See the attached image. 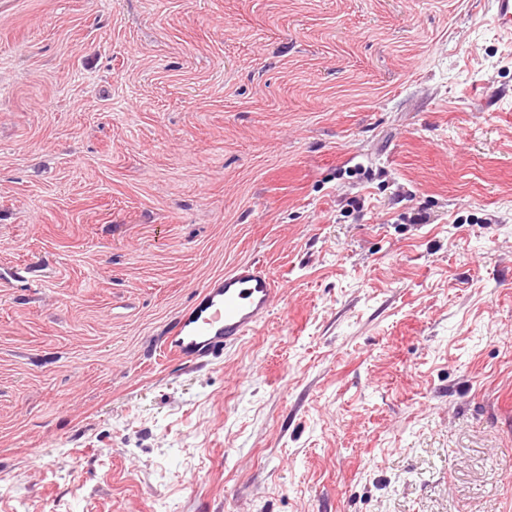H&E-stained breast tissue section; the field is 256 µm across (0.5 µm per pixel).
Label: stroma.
<instances>
[{
    "label": "stroma",
    "instance_id": "stroma-1",
    "mask_svg": "<svg viewBox=\"0 0 512 512\" xmlns=\"http://www.w3.org/2000/svg\"><path fill=\"white\" fill-rule=\"evenodd\" d=\"M496 0H0V512H512ZM265 265L211 362L162 343ZM274 281L260 263H246L204 288L199 301L172 329L164 353L185 364H200L253 332L271 312Z\"/></svg>",
    "mask_w": 512,
    "mask_h": 512
}]
</instances>
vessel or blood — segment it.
<instances>
[{
	"label": "vessel or blood",
	"instance_id": "vessel-or-blood-1",
	"mask_svg": "<svg viewBox=\"0 0 512 512\" xmlns=\"http://www.w3.org/2000/svg\"><path fill=\"white\" fill-rule=\"evenodd\" d=\"M274 281L260 263H246L204 288L199 301L175 324L164 353L185 364L219 355L253 332L271 312Z\"/></svg>",
	"mask_w": 512,
	"mask_h": 512
}]
</instances>
